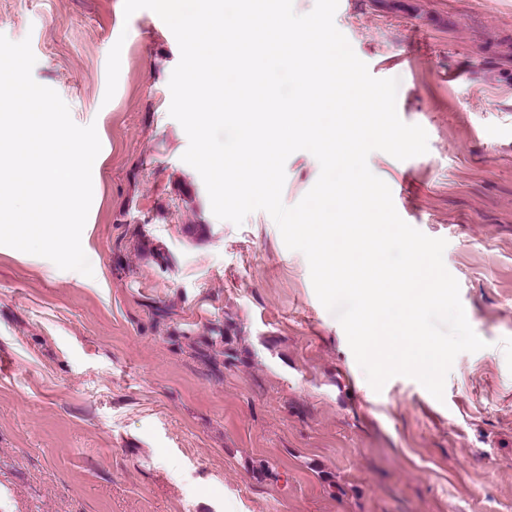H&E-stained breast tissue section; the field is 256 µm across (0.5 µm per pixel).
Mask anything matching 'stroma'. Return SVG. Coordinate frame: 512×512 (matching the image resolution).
I'll list each match as a JSON object with an SVG mask.
<instances>
[{"label":"stroma","mask_w":512,"mask_h":512,"mask_svg":"<svg viewBox=\"0 0 512 512\" xmlns=\"http://www.w3.org/2000/svg\"><path fill=\"white\" fill-rule=\"evenodd\" d=\"M334 22L428 134L426 154L368 166L447 240L486 348L455 358L442 402L404 376L374 390L271 216H214L169 114L161 18L0 0V33L30 39L34 80L101 142L92 276L0 245V512H512V0H339ZM285 174L292 206L320 164L297 151Z\"/></svg>","instance_id":"35a3bbf8"}]
</instances>
